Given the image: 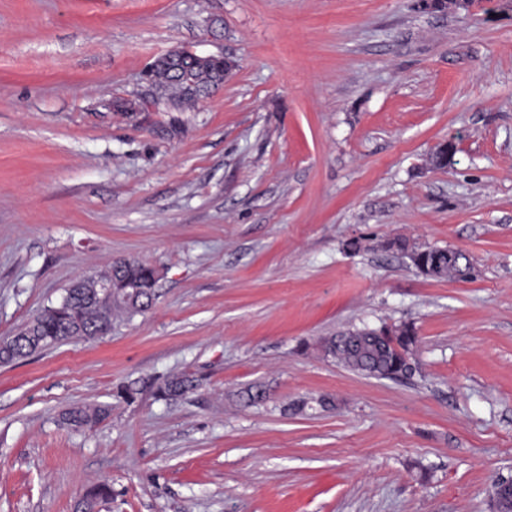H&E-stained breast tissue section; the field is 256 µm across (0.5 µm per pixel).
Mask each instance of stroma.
<instances>
[{
	"mask_svg": "<svg viewBox=\"0 0 512 512\" xmlns=\"http://www.w3.org/2000/svg\"><path fill=\"white\" fill-rule=\"evenodd\" d=\"M175 47L235 68L170 106L143 72ZM393 239L471 273L426 277ZM122 259L156 268L148 311L0 365V512H75L99 483L98 512H493L512 0H0V338ZM402 324L407 379L315 348ZM174 373L198 388L154 399ZM253 383L266 402L240 404ZM83 405L110 414L66 425ZM468 257L467 254L461 250L456 249H448V251H442L438 253L436 266L434 267L433 273L440 272L442 273L443 268H448V276H455L456 269H463L468 265ZM470 266L468 265L465 271H459L458 278L465 279L469 274ZM108 415L109 408L105 406L95 408L72 407L63 413L62 418L67 425L79 429L100 423Z\"/></svg>",
	"mask_w": 512,
	"mask_h": 512,
	"instance_id": "obj_1",
	"label": "stroma"
}]
</instances>
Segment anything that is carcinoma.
I'll return each mask as SVG.
<instances>
[{"label":"carcinoma","mask_w":512,"mask_h":512,"mask_svg":"<svg viewBox=\"0 0 512 512\" xmlns=\"http://www.w3.org/2000/svg\"><path fill=\"white\" fill-rule=\"evenodd\" d=\"M224 69V63L215 62L200 67L194 72L196 94L182 92L183 83L175 76L164 71L157 74L158 85L166 95L183 103H195L208 95L207 86L214 74ZM137 279L149 282L155 269L139 260H126L113 267L114 288L111 315H124L131 319L144 312L137 306L139 294H133L122 288L120 282L127 273ZM101 293L91 278H83L65 290L61 301L43 310L30 324L19 329L11 336L0 339V363L6 365L27 357L39 350L52 347L70 338L95 340L106 334L102 325ZM414 329L409 325L394 328L392 336H372L367 329L352 331L346 335L329 336L318 343L319 349L345 367L365 375L377 378H402L412 375L411 363L415 344ZM197 380L185 373L167 376L154 390L158 400L170 401L196 389ZM238 400L247 406L258 405L266 399V389L261 385L246 388L237 394ZM109 408L72 407L63 413L67 425L79 429L95 425L105 420ZM112 496L106 484L91 489L79 503L80 512H94L99 501ZM495 512H512V490L502 488L493 491Z\"/></svg>","instance_id":"cac0c4a2"}]
</instances>
